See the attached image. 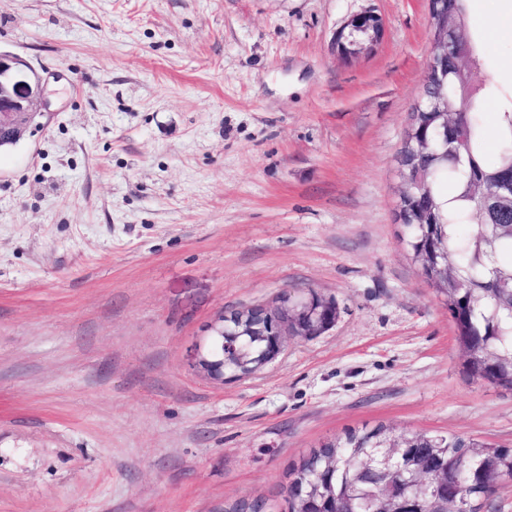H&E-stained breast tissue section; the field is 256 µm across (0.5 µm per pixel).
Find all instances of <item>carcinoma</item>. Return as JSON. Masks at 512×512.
Returning a JSON list of instances; mask_svg holds the SVG:
<instances>
[{
  "instance_id": "1",
  "label": "carcinoma",
  "mask_w": 512,
  "mask_h": 512,
  "mask_svg": "<svg viewBox=\"0 0 512 512\" xmlns=\"http://www.w3.org/2000/svg\"><path fill=\"white\" fill-rule=\"evenodd\" d=\"M485 87L478 85L465 99V111L448 128V141L438 140V156L425 161L430 192L409 202L405 216L408 255L420 271L440 263L448 252L452 270L445 277L427 276V283L443 297L465 354L468 374L512 390V210L502 211L488 196L483 216L471 199L472 184L496 187L512 177V105L499 113L500 148L495 162L484 154L483 104ZM439 119L420 112L412 131L433 139ZM448 152V159L440 154ZM302 324L332 323L338 310L334 300L311 290L301 300ZM267 341L262 336H226L211 341L213 355L224 359V375L234 376L262 361ZM394 449L400 468L374 462ZM448 477V486L410 499L419 512H448L447 496L464 501L478 494L489 499L495 488L491 476L512 477V450L493 447L455 435L412 432L398 439L380 424L350 430L311 449L293 469L288 484V512H372L392 489L407 487L414 477L412 463Z\"/></svg>"
}]
</instances>
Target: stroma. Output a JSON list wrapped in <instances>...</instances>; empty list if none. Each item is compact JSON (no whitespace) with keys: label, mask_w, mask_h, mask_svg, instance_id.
Returning a JSON list of instances; mask_svg holds the SVG:
<instances>
[{"label":"stroma","mask_w":512,"mask_h":512,"mask_svg":"<svg viewBox=\"0 0 512 512\" xmlns=\"http://www.w3.org/2000/svg\"><path fill=\"white\" fill-rule=\"evenodd\" d=\"M466 6L490 160L512 38L484 21L512 0ZM432 49L427 0H0L49 102L0 152V512H287L303 455L379 424L512 448V390L469 377L397 218ZM311 288L324 334L195 367L220 311ZM346 28L349 29L347 34H345ZM380 30L381 21L376 15L363 13L353 16L337 38V47L341 55L348 57L367 50V43L373 42ZM362 36L367 40L361 39Z\"/></svg>","instance_id":"stroma-1"}]
</instances>
